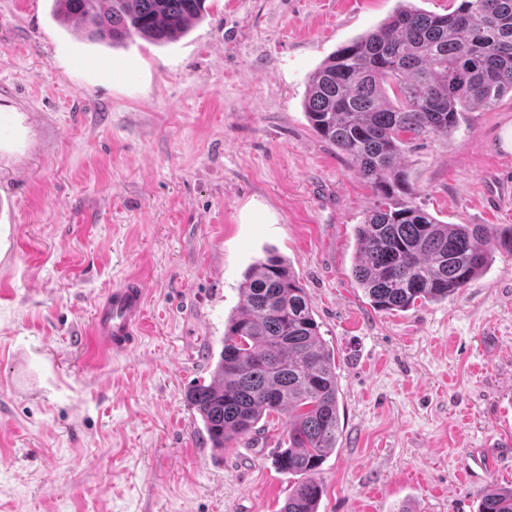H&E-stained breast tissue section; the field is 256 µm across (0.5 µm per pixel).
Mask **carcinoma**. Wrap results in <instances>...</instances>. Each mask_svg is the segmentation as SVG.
Returning <instances> with one entry per match:
<instances>
[{"label": "carcinoma", "mask_w": 512, "mask_h": 512, "mask_svg": "<svg viewBox=\"0 0 512 512\" xmlns=\"http://www.w3.org/2000/svg\"><path fill=\"white\" fill-rule=\"evenodd\" d=\"M53 15L112 46L165 45L206 13V0H53ZM394 99H389L388 94ZM512 96V0H461L444 15L402 7L333 52L309 80L304 109L315 132L367 180L374 199L356 226L353 276L370 305L405 311L480 277L496 251L512 254V227L447 224L415 204L403 147L448 139L463 111ZM212 447L285 417L276 469L294 479L280 512H319V474L340 431L333 353L305 289L273 251L250 266L210 382L186 393ZM478 512H512V488H492Z\"/></svg>", "instance_id": "1"}]
</instances>
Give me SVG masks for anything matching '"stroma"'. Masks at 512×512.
<instances>
[{
    "instance_id": "1",
    "label": "stroma",
    "mask_w": 512,
    "mask_h": 512,
    "mask_svg": "<svg viewBox=\"0 0 512 512\" xmlns=\"http://www.w3.org/2000/svg\"><path fill=\"white\" fill-rule=\"evenodd\" d=\"M404 0H207L165 45L112 48L52 0H0V512H279L283 416L213 448L211 378L244 272L287 259L335 356L319 512H477L512 487V254L448 299L373 310L352 276L368 182L311 128V74ZM512 98L406 147L415 202L512 225ZM146 283L123 357L98 304Z\"/></svg>"
}]
</instances>
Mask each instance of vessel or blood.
Returning a JSON list of instances; mask_svg holds the SVG:
<instances>
[{"label": "vessel or blood", "instance_id": "b4317fda", "mask_svg": "<svg viewBox=\"0 0 512 512\" xmlns=\"http://www.w3.org/2000/svg\"><path fill=\"white\" fill-rule=\"evenodd\" d=\"M145 299L144 284L135 278L113 289L96 314L89 338L90 347L100 346L116 355L129 353L142 323Z\"/></svg>", "mask_w": 512, "mask_h": 512}]
</instances>
